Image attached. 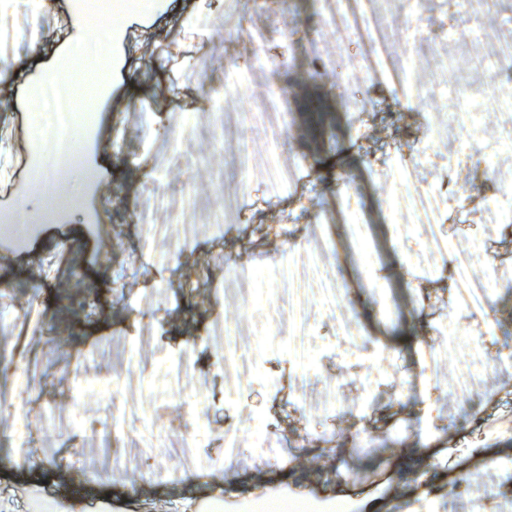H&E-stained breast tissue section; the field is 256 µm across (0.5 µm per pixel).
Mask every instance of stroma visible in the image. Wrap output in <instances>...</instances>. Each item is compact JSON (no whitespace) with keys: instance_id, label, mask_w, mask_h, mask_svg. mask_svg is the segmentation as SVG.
<instances>
[{"instance_id":"obj_1","label":"stroma","mask_w":512,"mask_h":512,"mask_svg":"<svg viewBox=\"0 0 512 512\" xmlns=\"http://www.w3.org/2000/svg\"><path fill=\"white\" fill-rule=\"evenodd\" d=\"M341 6L167 0L103 58L70 45L72 0L0 7L31 32L0 49V186L35 151L32 76L58 63L107 102L74 135L99 134L109 178L90 198L68 176V254L46 227L0 243V512H512V112L483 102L512 94V65L467 63L488 30L512 38V0H369L388 49L372 75L338 44ZM421 48L462 61L466 114L453 83L421 79ZM414 185L440 202L433 227L401 221ZM313 247L339 307L312 298L298 325L283 275ZM462 247L479 307L455 288ZM453 348L466 393L436 364ZM445 363L452 360L455 363V377L453 380L454 387L459 392H466L472 385V374L465 358L458 355H448L444 353L440 356Z\"/></svg>"}]
</instances>
